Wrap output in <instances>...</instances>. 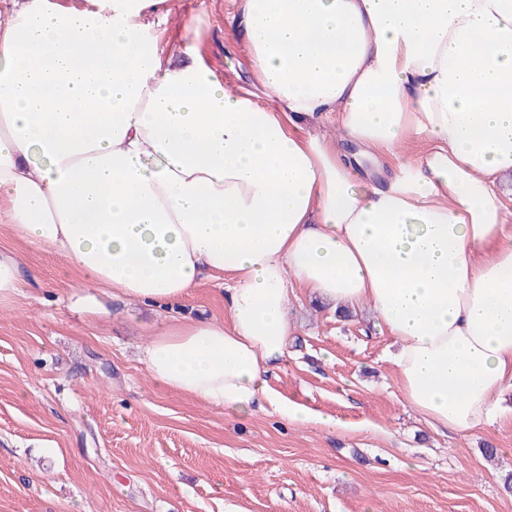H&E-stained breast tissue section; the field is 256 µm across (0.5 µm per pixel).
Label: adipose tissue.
Returning <instances> with one entry per match:
<instances>
[{
  "instance_id": "1",
  "label": "adipose tissue",
  "mask_w": 512,
  "mask_h": 512,
  "mask_svg": "<svg viewBox=\"0 0 512 512\" xmlns=\"http://www.w3.org/2000/svg\"><path fill=\"white\" fill-rule=\"evenodd\" d=\"M162 0H0V231L85 285L175 307L223 276V319L176 316L150 378L225 413L334 422L268 386L291 295L371 307L406 405L493 425L512 394V0H242L277 101L160 50ZM336 115V135L299 119ZM429 150L363 175L416 138ZM0 250V307L36 283Z\"/></svg>"
}]
</instances>
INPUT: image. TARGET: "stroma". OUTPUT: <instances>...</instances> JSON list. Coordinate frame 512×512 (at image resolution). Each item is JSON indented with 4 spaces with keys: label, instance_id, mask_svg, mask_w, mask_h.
<instances>
[{
    "label": "stroma",
    "instance_id": "stroma-1",
    "mask_svg": "<svg viewBox=\"0 0 512 512\" xmlns=\"http://www.w3.org/2000/svg\"><path fill=\"white\" fill-rule=\"evenodd\" d=\"M240 2L169 0L160 42L194 41L225 86L273 108ZM4 249L40 283L0 308V512H512V416L435 432L405 405L370 310L291 298L297 336L267 375L335 429L228 415L149 377L141 351L164 314L108 288L93 291L101 313L74 308L64 258L1 232ZM181 306L220 319L224 293L206 279Z\"/></svg>",
    "mask_w": 512,
    "mask_h": 512
}]
</instances>
